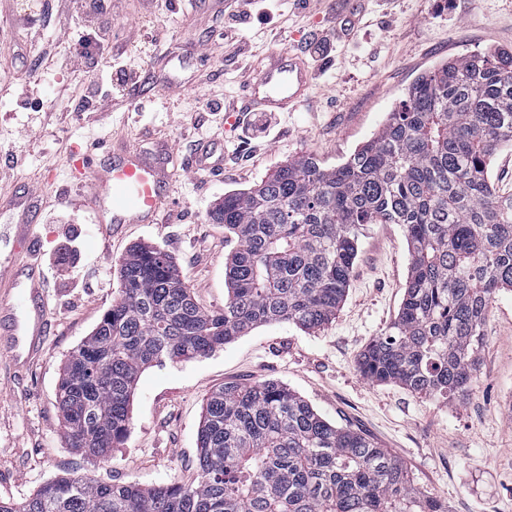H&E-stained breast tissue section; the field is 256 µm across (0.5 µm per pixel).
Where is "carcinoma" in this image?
<instances>
[{"label": "carcinoma", "instance_id": "1", "mask_svg": "<svg viewBox=\"0 0 512 512\" xmlns=\"http://www.w3.org/2000/svg\"><path fill=\"white\" fill-rule=\"evenodd\" d=\"M512 142V50L423 73L381 130L344 162L303 156L211 213L240 243L224 307L198 305L172 257L136 245L121 290L68 355L57 398L70 446L105 458L130 432L147 368L206 356L265 324L316 329L336 315L368 224H400L405 296L388 334L359 355L367 378L445 403L464 399L489 311L512 291V194L487 167ZM198 476L151 487L72 476L0 512H448L364 435L337 427L278 382L226 383L206 398Z\"/></svg>", "mask_w": 512, "mask_h": 512}]
</instances>
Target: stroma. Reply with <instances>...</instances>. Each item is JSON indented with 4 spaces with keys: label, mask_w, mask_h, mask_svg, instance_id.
<instances>
[{
    "label": "stroma",
    "mask_w": 512,
    "mask_h": 512,
    "mask_svg": "<svg viewBox=\"0 0 512 512\" xmlns=\"http://www.w3.org/2000/svg\"><path fill=\"white\" fill-rule=\"evenodd\" d=\"M197 23L175 30L178 57L148 34L142 0L106 14L144 61L140 88L118 90L107 59L76 60L78 37L94 38L59 12L55 0H0V214L18 219L13 202L35 191L50 332L41 356L19 371L0 348V499L22 502L52 480L91 473L108 483L144 487L197 475L198 429L206 396L227 382L275 381L323 418L369 436L409 470L416 487L448 512H512V292L501 293L486 326V345L466 400L443 403L402 386L365 378L356 359L395 321L410 255L399 224L367 225L352 279L335 318L304 330L262 325L210 355L164 361L145 370L130 401L127 439L91 461L70 447L57 401L69 353L100 322L120 290L119 264L136 244L159 247L176 262L200 306L223 307L228 257L239 242L210 218L225 193L258 185L304 155L331 167L381 129L388 112L425 71L441 63L512 49V0H259L240 25L243 42L209 53L210 30L230 22L232 0H174ZM34 26L53 43L45 58L18 57L8 29ZM287 47L312 72L297 111L261 113L230 124L203 110L219 95L238 109L267 57ZM34 70L19 84V67ZM107 91L103 109L78 118L79 98ZM211 145L220 176L197 171L195 140ZM168 144L182 168L170 187L175 217L135 224L107 240L75 201L86 184L71 161L89 166L116 146Z\"/></svg>",
    "instance_id": "1"
}]
</instances>
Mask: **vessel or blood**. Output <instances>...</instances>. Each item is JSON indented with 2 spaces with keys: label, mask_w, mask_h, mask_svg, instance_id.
Here are the masks:
<instances>
[{
  "label": "vessel or blood",
  "mask_w": 512,
  "mask_h": 512,
  "mask_svg": "<svg viewBox=\"0 0 512 512\" xmlns=\"http://www.w3.org/2000/svg\"><path fill=\"white\" fill-rule=\"evenodd\" d=\"M311 74L303 56L292 49L275 51L250 84L246 109L292 112L306 101ZM168 149L138 148L113 153L111 163L93 172L81 200L102 234L127 224L156 223L167 203V186L173 172L167 164ZM11 288L21 297L26 316H18L15 304H0V334L11 336L13 359L27 368L41 353L47 334V313L38 264L13 261L6 268Z\"/></svg>",
  "instance_id": "1"
}]
</instances>
